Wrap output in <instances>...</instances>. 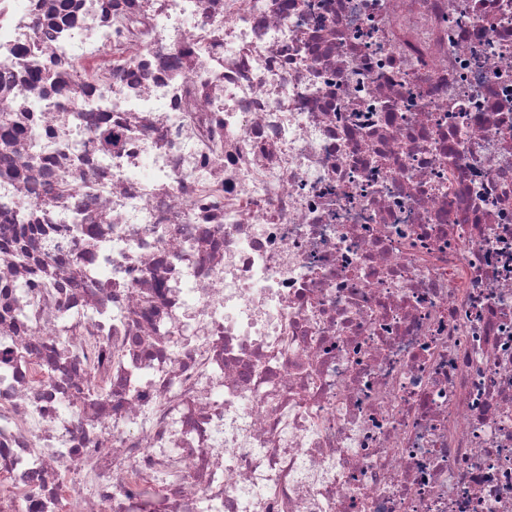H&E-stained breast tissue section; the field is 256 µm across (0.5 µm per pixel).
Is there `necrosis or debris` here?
<instances>
[{"label":"necrosis or debris","instance_id":"4bbe7bcc","mask_svg":"<svg viewBox=\"0 0 512 512\" xmlns=\"http://www.w3.org/2000/svg\"><path fill=\"white\" fill-rule=\"evenodd\" d=\"M147 491L512 512V0H0V512Z\"/></svg>","mask_w":512,"mask_h":512}]
</instances>
